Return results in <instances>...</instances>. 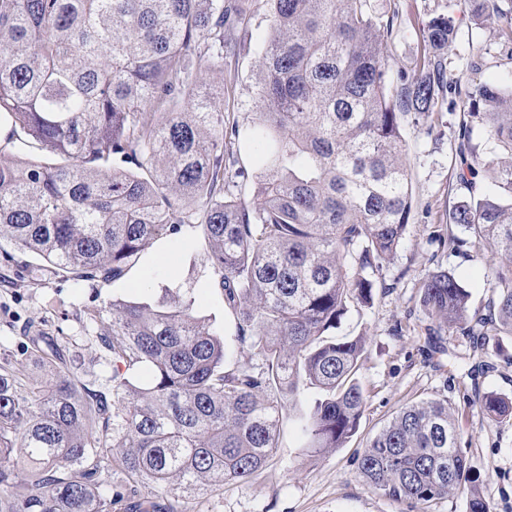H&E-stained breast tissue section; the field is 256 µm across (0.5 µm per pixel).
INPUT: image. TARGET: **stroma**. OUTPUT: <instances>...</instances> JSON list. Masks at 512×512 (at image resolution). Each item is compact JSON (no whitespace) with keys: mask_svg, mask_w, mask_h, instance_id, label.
<instances>
[{"mask_svg":"<svg viewBox=\"0 0 512 512\" xmlns=\"http://www.w3.org/2000/svg\"><path fill=\"white\" fill-rule=\"evenodd\" d=\"M368 5L376 15L396 19L386 42L393 69L416 66L425 49V25L433 16L448 13L458 25L449 59L459 91L483 81L512 85V55L502 45L500 22L475 16L468 0H368ZM245 8L246 22L224 60V113L244 134L256 121L253 98L261 44L269 31L265 0H245ZM464 124L473 129L479 157L484 162L498 159V149L477 118L440 106L425 124H416L410 113L402 119L412 219L396 254L375 273L381 287L372 303L351 310L335 330L339 336L368 338L359 370L367 406L347 446L316 455L302 448L299 422L311 403L304 395L286 403L277 446L248 482L190 500L151 486L143 487V495L171 506L172 512H407V505L363 482L355 459L402 406L440 399L454 409L463 429L470 486L479 490L492 512H512V424L495 423L472 404L478 390L512 397V338L490 329L477 344L462 326L445 333L444 353L429 355L426 337L435 322L420 302L422 279L436 270L451 271L460 279L471 294V310L486 313L495 296L492 269L497 258L467 245L453 250L437 240L441 234L461 235V228L448 224V211L457 200L492 191L485 167L477 169L470 183L457 177V135ZM203 249V240L192 234L161 239L124 278L94 288L54 279L33 282L37 258L16 253L13 268L0 269V352L16 348L29 328H39L69 354L78 377L95 388L106 387L112 354L100 338L108 328L86 322L81 310L95 296L151 303L169 286L189 290L198 315L223 336L229 351L251 360L249 347L237 340L234 317L203 260Z\"/></svg>","mask_w":512,"mask_h":512,"instance_id":"1","label":"stroma"}]
</instances>
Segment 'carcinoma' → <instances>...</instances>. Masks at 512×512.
Returning a JSON list of instances; mask_svg holds the SVG:
<instances>
[{
  "label": "carcinoma",
  "mask_w": 512,
  "mask_h": 512,
  "mask_svg": "<svg viewBox=\"0 0 512 512\" xmlns=\"http://www.w3.org/2000/svg\"><path fill=\"white\" fill-rule=\"evenodd\" d=\"M268 2L258 125L247 136L262 172L240 198L225 186L248 176L241 132L210 80L224 73V35L242 23L235 0H0V119L43 156L0 150V259L26 251L42 259L41 276L115 282L157 240L196 228L237 339L262 360L228 362L190 296L154 306L93 298L84 313L112 332L111 393L78 383L65 364L38 387L22 383L16 366L54 355L47 336L0 356V512H112L103 483L114 463L130 482L182 498L247 482L277 447L284 399L305 390L317 393L306 448L337 450L356 434L367 339L334 330L371 304V273L403 242L413 197L401 118H428L457 84L448 51L458 26L450 14L431 18L423 60L392 88L393 19L367 0ZM469 2L512 42V9ZM449 108L480 118L511 158L492 171L512 194V88L474 84ZM472 134L462 126L464 183L478 164ZM449 220L500 259L496 301L480 322L512 337V203L463 198ZM469 297L446 270L422 281L439 334L469 320ZM474 403L512 421V398L490 392ZM461 443L448 402L422 400L396 412L357 469L422 512L464 490L468 512H491L465 487Z\"/></svg>",
  "instance_id": "obj_1"
}]
</instances>
